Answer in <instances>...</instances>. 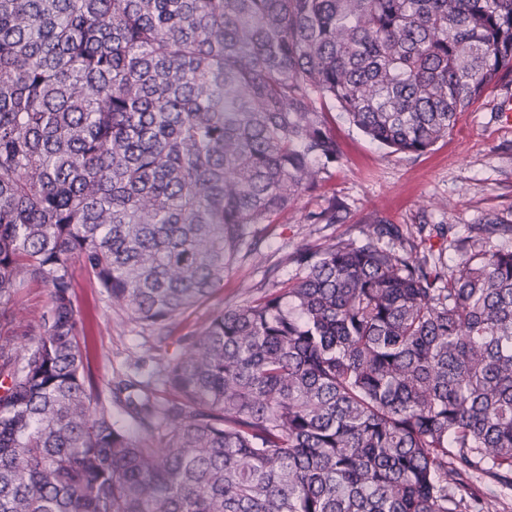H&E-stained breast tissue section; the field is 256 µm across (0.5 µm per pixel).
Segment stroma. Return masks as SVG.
I'll list each match as a JSON object with an SVG mask.
<instances>
[{
    "mask_svg": "<svg viewBox=\"0 0 512 512\" xmlns=\"http://www.w3.org/2000/svg\"><path fill=\"white\" fill-rule=\"evenodd\" d=\"M512 83L493 89L460 113L453 131L427 153L394 152L372 142L338 110L329 117L342 160L319 174L315 191L300 197L278 216L259 254L237 262L224 274V287L207 301L178 315L175 333H197L219 310L260 295L271 284L297 277L295 253L319 250L340 240L362 241L373 221L397 225L402 246L426 254L436 227L451 240L477 236L482 224L512 222V118L501 112ZM335 207L333 224H313L306 216ZM75 306L88 323L89 368L99 385L132 373L143 360L140 377L164 396L162 371L174 346L134 321L113 304L81 265L71 268ZM47 288L17 289L13 319H0V344L23 351L32 341L30 327L49 308Z\"/></svg>",
    "mask_w": 512,
    "mask_h": 512,
    "instance_id": "1",
    "label": "stroma"
}]
</instances>
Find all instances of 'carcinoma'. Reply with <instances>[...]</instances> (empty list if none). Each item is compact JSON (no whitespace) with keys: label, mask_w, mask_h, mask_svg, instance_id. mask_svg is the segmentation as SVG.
I'll return each instance as SVG.
<instances>
[{"label":"carcinoma","mask_w":512,"mask_h":512,"mask_svg":"<svg viewBox=\"0 0 512 512\" xmlns=\"http://www.w3.org/2000/svg\"><path fill=\"white\" fill-rule=\"evenodd\" d=\"M512 79V0H0V512H492L512 493V250L393 224L96 385L71 266L165 338L341 159L422 154ZM121 415L112 413V408ZM48 288L32 285L18 288L12 300L14 318L3 320L0 316V344L7 343L14 351L21 353L33 340L30 325L49 309Z\"/></svg>","instance_id":"carcinoma-1"}]
</instances>
